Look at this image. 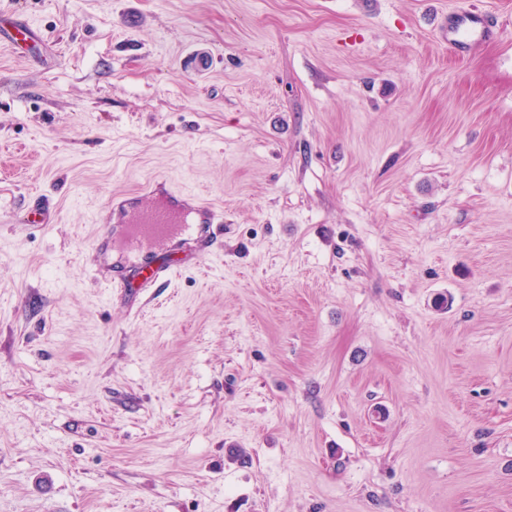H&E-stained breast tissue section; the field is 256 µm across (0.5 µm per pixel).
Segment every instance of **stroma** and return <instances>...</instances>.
<instances>
[{
	"mask_svg": "<svg viewBox=\"0 0 512 512\" xmlns=\"http://www.w3.org/2000/svg\"><path fill=\"white\" fill-rule=\"evenodd\" d=\"M0 3V512H512V0ZM440 29L448 49L460 56L476 51L499 30L493 18L465 10L448 13L440 20ZM149 194L154 198H163L161 208H154L142 217L141 201L135 196L114 197L108 204L105 216L100 219L104 226V236L98 247L105 249L111 238L113 224H151L146 232L157 235L167 230L168 224L183 222L197 224L193 239L200 238L202 253H209L216 239L211 237L210 228H218L224 224V211L204 203L197 193L185 190H174L166 181L154 180L149 184ZM185 218L181 220V218ZM208 229L207 233L202 232ZM200 235V236H199ZM172 268L171 265L144 262L130 270L126 281L121 283L123 288H126L128 283H137L138 288H159L167 282Z\"/></svg>",
	"mask_w": 512,
	"mask_h": 512,
	"instance_id": "35a3bbf8",
	"label": "stroma"
}]
</instances>
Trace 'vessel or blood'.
<instances>
[{"label": "vessel or blood", "mask_w": 512, "mask_h": 512, "mask_svg": "<svg viewBox=\"0 0 512 512\" xmlns=\"http://www.w3.org/2000/svg\"><path fill=\"white\" fill-rule=\"evenodd\" d=\"M441 34L448 40L449 49L457 55L465 56L479 49L498 27L493 18L470 11H458L448 14L440 21ZM152 196L163 198L162 207L142 212L141 201L135 196L113 198L103 218L107 224L146 223L147 233L157 235L164 233L168 225L187 221L200 230L202 252H209L215 240L209 230L224 223L223 210L204 203L198 194L185 190H174L168 182L153 181L149 185ZM170 266L144 262L130 270L127 282L138 284L142 288L163 286L170 274Z\"/></svg>", "instance_id": "vessel-or-blood-1"}]
</instances>
